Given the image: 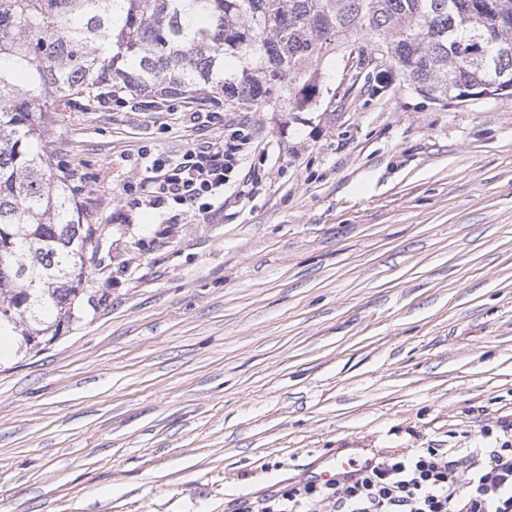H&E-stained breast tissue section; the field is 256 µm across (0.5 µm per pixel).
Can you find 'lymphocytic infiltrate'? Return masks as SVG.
<instances>
[{
    "instance_id": "lymphocytic-infiltrate-1",
    "label": "lymphocytic infiltrate",
    "mask_w": 512,
    "mask_h": 512,
    "mask_svg": "<svg viewBox=\"0 0 512 512\" xmlns=\"http://www.w3.org/2000/svg\"><path fill=\"white\" fill-rule=\"evenodd\" d=\"M179 118L210 137L179 159H153L124 191L153 209L208 214L223 204L230 179L252 182L254 172H243L242 163L259 144L248 124H221L215 112L188 109ZM241 512H512V442L464 456L451 448L386 456L329 485L308 481L244 503Z\"/></svg>"
}]
</instances>
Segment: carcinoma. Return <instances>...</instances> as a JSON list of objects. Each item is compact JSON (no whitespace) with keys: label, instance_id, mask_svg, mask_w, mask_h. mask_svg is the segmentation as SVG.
<instances>
[{"label":"carcinoma","instance_id":"1","mask_svg":"<svg viewBox=\"0 0 512 512\" xmlns=\"http://www.w3.org/2000/svg\"><path fill=\"white\" fill-rule=\"evenodd\" d=\"M477 2L0 0V339L38 353L63 336L97 259V228L35 147L49 112L116 92L302 112L361 39L435 102L512 95V0L501 21Z\"/></svg>","mask_w":512,"mask_h":512}]
</instances>
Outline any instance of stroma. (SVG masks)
Instances as JSON below:
<instances>
[{
	"instance_id": "obj_1",
	"label": "stroma",
	"mask_w": 512,
	"mask_h": 512,
	"mask_svg": "<svg viewBox=\"0 0 512 512\" xmlns=\"http://www.w3.org/2000/svg\"><path fill=\"white\" fill-rule=\"evenodd\" d=\"M343 67L303 112L215 104L266 175L174 223L123 187L200 132L47 115L100 261L68 332L0 351V512H237L331 456L512 438V96Z\"/></svg>"
}]
</instances>
